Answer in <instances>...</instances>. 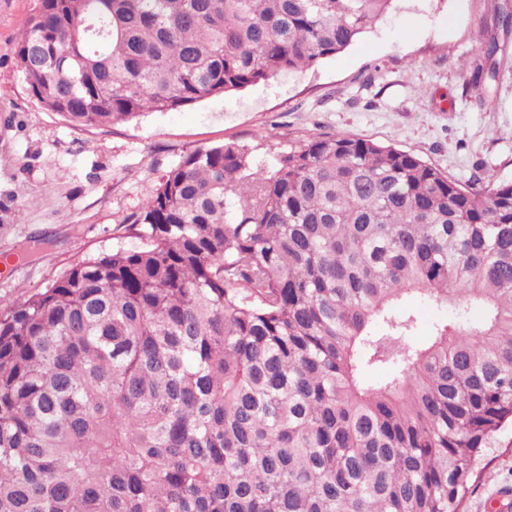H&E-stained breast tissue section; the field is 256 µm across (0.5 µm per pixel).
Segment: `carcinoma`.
<instances>
[{
  "mask_svg": "<svg viewBox=\"0 0 512 512\" xmlns=\"http://www.w3.org/2000/svg\"><path fill=\"white\" fill-rule=\"evenodd\" d=\"M393 2L40 0L17 67L115 124L313 67ZM123 223L145 247L0 311V512H461L512 422V181L228 142ZM409 300L448 309L423 345Z\"/></svg>",
  "mask_w": 512,
  "mask_h": 512,
  "instance_id": "carcinoma-1",
  "label": "carcinoma"
}]
</instances>
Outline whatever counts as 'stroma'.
Wrapping results in <instances>:
<instances>
[{
    "label": "stroma",
    "mask_w": 512,
    "mask_h": 512,
    "mask_svg": "<svg viewBox=\"0 0 512 512\" xmlns=\"http://www.w3.org/2000/svg\"><path fill=\"white\" fill-rule=\"evenodd\" d=\"M40 0H0V309L77 260L145 247L123 219L169 167L226 141L269 159L318 136L351 134L414 153L466 182L512 180V0H396L357 42L309 69L167 112L75 126L33 98L16 60ZM497 38L496 64L475 46ZM487 91L479 98L473 81ZM512 491V426L501 429L463 512Z\"/></svg>",
    "instance_id": "obj_1"
}]
</instances>
